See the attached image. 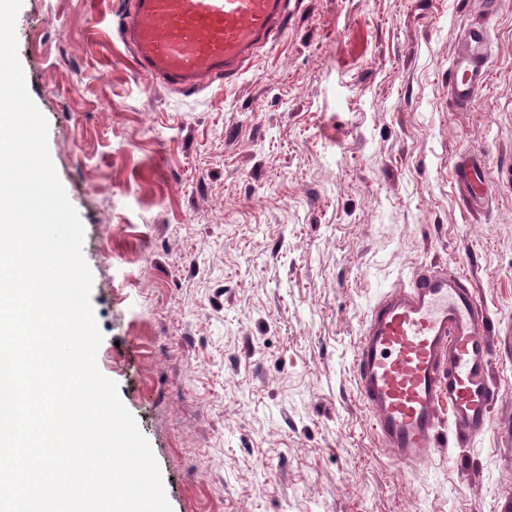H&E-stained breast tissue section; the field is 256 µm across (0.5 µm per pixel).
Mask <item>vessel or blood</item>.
Instances as JSON below:
<instances>
[{"label":"vessel or blood","mask_w":512,"mask_h":512,"mask_svg":"<svg viewBox=\"0 0 512 512\" xmlns=\"http://www.w3.org/2000/svg\"><path fill=\"white\" fill-rule=\"evenodd\" d=\"M288 29V0H128L118 32L152 83L194 92L232 81L247 62ZM489 75L485 26L470 27L449 73L454 104H471ZM455 176L484 201L489 176L482 155ZM495 344L471 283L427 270L381 297L368 311L352 368L383 448L417 467L449 441L484 434L498 392L490 379ZM449 409L452 433L441 428Z\"/></svg>","instance_id":"b4317fda"}]
</instances>
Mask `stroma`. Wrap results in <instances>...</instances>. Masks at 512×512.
<instances>
[{
	"instance_id": "35a3bbf8",
	"label": "stroma",
	"mask_w": 512,
	"mask_h": 512,
	"mask_svg": "<svg viewBox=\"0 0 512 512\" xmlns=\"http://www.w3.org/2000/svg\"><path fill=\"white\" fill-rule=\"evenodd\" d=\"M124 0H22L17 56L84 228L117 385L172 512H512V0H290L229 84L149 86ZM485 24L490 74L448 73ZM483 155L485 208L454 179ZM426 268L490 318L488 431L420 469L380 447L362 318ZM489 75L488 34L484 25L470 27L449 73V93L455 105L471 104Z\"/></svg>"
}]
</instances>
